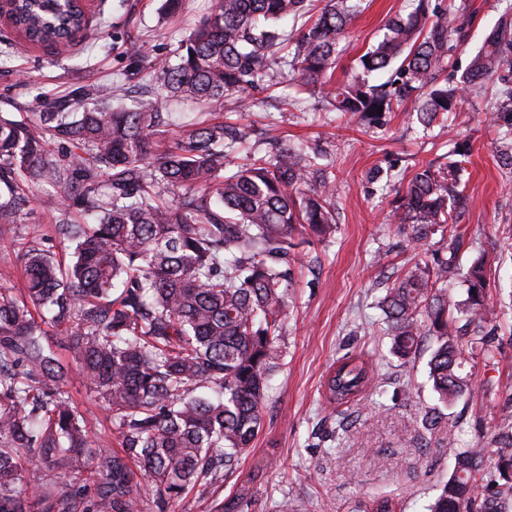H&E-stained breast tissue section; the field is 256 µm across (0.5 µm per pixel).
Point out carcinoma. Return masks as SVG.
<instances>
[{
	"mask_svg": "<svg viewBox=\"0 0 512 512\" xmlns=\"http://www.w3.org/2000/svg\"><path fill=\"white\" fill-rule=\"evenodd\" d=\"M308 0H214L181 43L174 65L151 66L160 92L133 108L88 106L81 86L52 110L0 116V239L25 224L24 289L0 290V512H143L214 493L263 427L266 388L282 359L281 330L294 286L296 249L336 231V178L304 144L270 142L262 156L229 159L242 132L202 111L162 144L172 100L229 111L299 72V92L369 128L411 102L425 129L454 122L471 84L499 83L512 122V3L461 76L452 52L468 34L448 13L455 0H412L336 83L337 44L358 0H326L315 22L285 37L279 23L308 13ZM5 16L33 45L64 42L87 25L80 4L8 0ZM390 77L381 83L377 73ZM65 147L57 161L50 145ZM468 150L430 161L402 187L393 216L417 249L463 219ZM43 185L56 233L74 245L63 263L43 246L31 197ZM80 206L85 223L75 220ZM464 244L454 236L432 262L409 263L382 300L393 351L434 348L429 379L445 406L493 389L458 374L460 344L486 361L505 320L487 295L485 261L466 273L467 298L446 289ZM66 338L74 364L104 404L119 450L93 448L66 389L69 366L43 340ZM365 361L346 355L326 381L331 403L371 387ZM496 454L458 448L429 512H507L512 506V418L493 426Z\"/></svg>",
	"mask_w": 512,
	"mask_h": 512,
	"instance_id": "1",
	"label": "carcinoma"
}]
</instances>
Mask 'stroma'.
Wrapping results in <instances>:
<instances>
[{
    "instance_id": "1",
    "label": "stroma",
    "mask_w": 512,
    "mask_h": 512,
    "mask_svg": "<svg viewBox=\"0 0 512 512\" xmlns=\"http://www.w3.org/2000/svg\"><path fill=\"white\" fill-rule=\"evenodd\" d=\"M467 3L470 37L452 57L461 70L506 7L504 0ZM210 5L211 0H185L181 11L167 15L162 0H84L91 25L61 51L27 44L0 19V114L42 111L90 83L95 86L89 98L93 104L100 103L115 81L128 78L133 85L145 84L142 50H149L157 64L174 63L181 40ZM407 12V0H363L340 42L335 81L349 78L355 59L383 36L388 20ZM296 77V72H286L276 89L288 96L287 110L253 106L232 119L247 132L256 153H264L272 139L300 141L333 164L336 232L297 250L296 284L282 331L283 357L268 381L264 425L253 447L213 498L174 499L161 511L150 503L144 512H213L216 502L230 500L244 483L250 497L239 512H280L285 500L294 504V512H364L375 497L395 499L397 512H428L453 470L456 449L479 443L495 452L487 424L512 416L511 404L488 401L487 423L479 427L467 400L440 406L428 377L430 346L422 345L408 360L396 357L380 306L389 273L400 271L410 259L430 258L444 245L435 234L421 251H413L408 226L388 222L403 179L451 151L456 141L466 140L471 145L464 175L470 208L460 224V271L449 279L448 294L458 301L466 298L462 273L484 257L488 295L512 321V169L498 164L505 128L486 121L497 104L495 84L488 81L464 93L461 124L426 133L403 108L382 130L323 111L317 100L298 93ZM376 166L390 167L389 177L370 181ZM27 241L22 228L14 240L0 241V289L21 288L20 255ZM496 343L499 351L491 363L463 347L461 375L479 383H512V332L500 331ZM347 353L368 362L379 386L335 408L324 397L323 383ZM67 389L87 420L93 446L117 447L109 436L107 412L78 371L70 372ZM435 407L442 420L425 430L422 417Z\"/></svg>"
}]
</instances>
